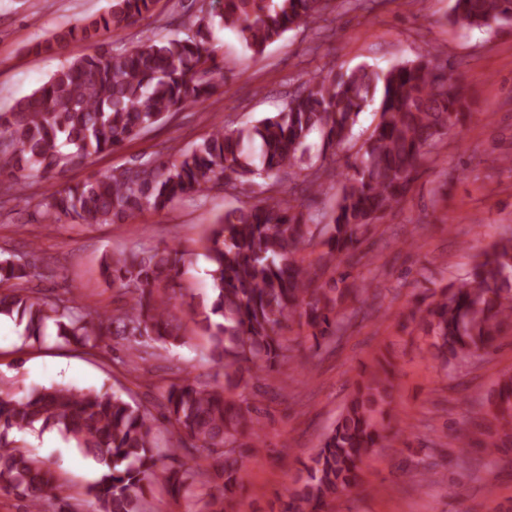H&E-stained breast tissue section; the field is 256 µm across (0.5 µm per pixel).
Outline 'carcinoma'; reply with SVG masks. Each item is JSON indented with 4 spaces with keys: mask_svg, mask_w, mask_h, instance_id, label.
<instances>
[{
    "mask_svg": "<svg viewBox=\"0 0 512 512\" xmlns=\"http://www.w3.org/2000/svg\"><path fill=\"white\" fill-rule=\"evenodd\" d=\"M160 0H111L107 11L36 45L50 50L79 40L89 52L0 113V176L12 183L0 194L22 191L32 177L49 179L84 165L88 158L120 148L187 105L204 102L223 66L217 61L215 27L234 31L242 47L260 57L302 22L316 18L329 0H221L218 12L189 16L192 34L149 39L102 52L106 33L125 30L155 13ZM449 22L459 28L512 23V0H451ZM441 51L378 71L362 65L338 76L309 78L285 110L241 129L213 127L200 142L168 148L167 158H149L62 186L38 201L52 224H122L146 211H161L190 194L216 185L254 184L275 178L269 195L224 212L211 229L206 258L214 300L193 311L200 335L224 382L188 377L172 384L162 404L170 443L156 435L157 418L122 395L52 385L17 396L0 388V490L42 505L60 499L66 481L47 461L25 449L19 435L39 423L55 428L99 465L87 487L97 512H140V503L161 476L180 496L206 485L195 452L211 459L216 492H206L208 512H226L242 489L245 463L256 458L255 409L236 392L243 371L274 370L292 358L293 324L306 327L314 350L341 337L357 310L350 305L369 292L373 270L352 274L351 259L378 220L411 190L426 154L465 123L469 103ZM380 99V120L349 165L332 221L319 234L324 251L307 267L297 259L314 238V218L298 194L322 190L323 173L305 175L303 188L283 186L279 173L298 166L309 140L320 134L323 150L353 137L363 108ZM190 260L177 248H156L103 258L101 275L118 293L112 312L74 297L48 298L31 286L34 265L22 256L0 257V318L24 326L25 339L39 340L48 324L59 342L93 350L103 338L125 336L128 363L141 347L182 346L185 325L170 309L171 294L184 288ZM420 329L432 357L460 369L491 348L504 328L512 330V236L483 251L466 277L431 293ZM392 371L383 364L357 383L333 428L310 455L281 512H325L328 502L361 484V465L392 431ZM487 440L459 432L461 451L492 457L512 447V375L486 397Z\"/></svg>",
    "mask_w": 512,
    "mask_h": 512,
    "instance_id": "obj_1",
    "label": "carcinoma"
}]
</instances>
